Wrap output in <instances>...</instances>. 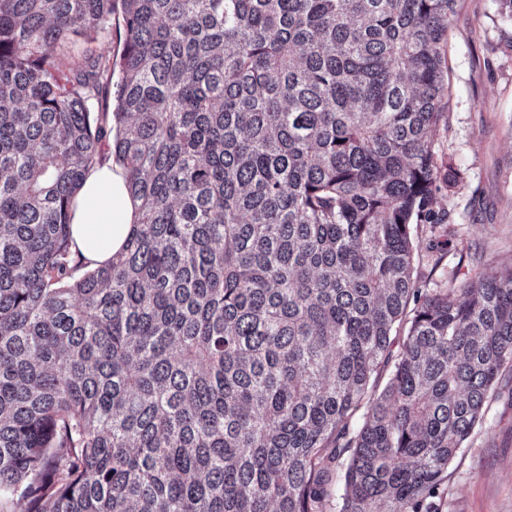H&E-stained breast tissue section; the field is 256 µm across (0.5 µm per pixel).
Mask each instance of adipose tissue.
<instances>
[{
  "label": "adipose tissue",
  "mask_w": 512,
  "mask_h": 512,
  "mask_svg": "<svg viewBox=\"0 0 512 512\" xmlns=\"http://www.w3.org/2000/svg\"><path fill=\"white\" fill-rule=\"evenodd\" d=\"M135 220L123 170L112 162L91 170L76 198L70 225L71 238L89 268L105 264L125 246Z\"/></svg>",
  "instance_id": "ef3b65f1"
}]
</instances>
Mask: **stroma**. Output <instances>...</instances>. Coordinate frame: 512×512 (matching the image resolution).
I'll use <instances>...</instances> for the list:
<instances>
[{
  "instance_id": "stroma-1",
  "label": "stroma",
  "mask_w": 512,
  "mask_h": 512,
  "mask_svg": "<svg viewBox=\"0 0 512 512\" xmlns=\"http://www.w3.org/2000/svg\"><path fill=\"white\" fill-rule=\"evenodd\" d=\"M447 120L434 139L461 172L450 194L446 252L436 278L466 280L512 266V18L499 0H463L448 30ZM441 512H512V399H493L450 465Z\"/></svg>"
}]
</instances>
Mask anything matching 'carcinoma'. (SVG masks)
Returning <instances> with one entry per match:
<instances>
[{"mask_svg":"<svg viewBox=\"0 0 512 512\" xmlns=\"http://www.w3.org/2000/svg\"><path fill=\"white\" fill-rule=\"evenodd\" d=\"M460 2L0 0V508L436 512L512 373V267L423 273ZM108 159L140 221L79 276ZM121 10H117L107 25V29L97 36L92 44L98 50L115 57L120 56L124 45V26Z\"/></svg>","mask_w":512,"mask_h":512,"instance_id":"carcinoma-1","label":"carcinoma"}]
</instances>
